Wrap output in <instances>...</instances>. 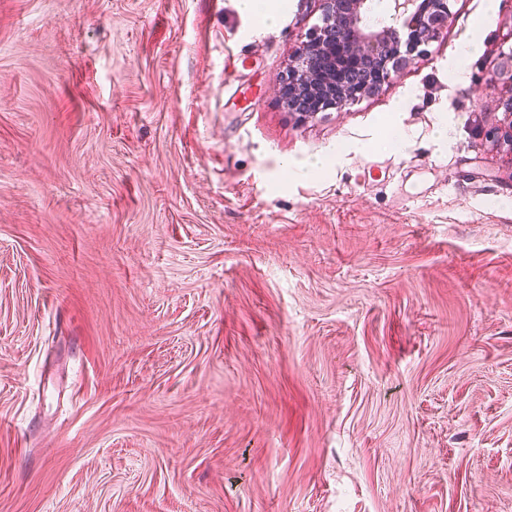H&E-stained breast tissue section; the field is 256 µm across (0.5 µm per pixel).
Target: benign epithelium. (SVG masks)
<instances>
[{"label":"benign epithelium","instance_id":"benign-epithelium-1","mask_svg":"<svg viewBox=\"0 0 512 512\" xmlns=\"http://www.w3.org/2000/svg\"><path fill=\"white\" fill-rule=\"evenodd\" d=\"M320 24L280 77L278 90L301 117L341 107L392 82L450 20L449 0H390L392 12L375 20V0H319ZM355 62L336 74V48ZM502 117L487 125V140L512 154V96L500 102Z\"/></svg>","mask_w":512,"mask_h":512}]
</instances>
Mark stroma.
<instances>
[{
    "label": "stroma",
    "mask_w": 512,
    "mask_h": 512,
    "mask_svg": "<svg viewBox=\"0 0 512 512\" xmlns=\"http://www.w3.org/2000/svg\"><path fill=\"white\" fill-rule=\"evenodd\" d=\"M284 2L0 0V512H512V0L304 121ZM268 0H237V7L242 15L257 20L261 27L277 24L280 12L269 5ZM498 105L504 108L502 118H495L494 121L487 125L484 135L486 140L496 144L500 147H506L510 155H512V97L507 100L497 99Z\"/></svg>",
    "instance_id": "35a3bbf8"
}]
</instances>
